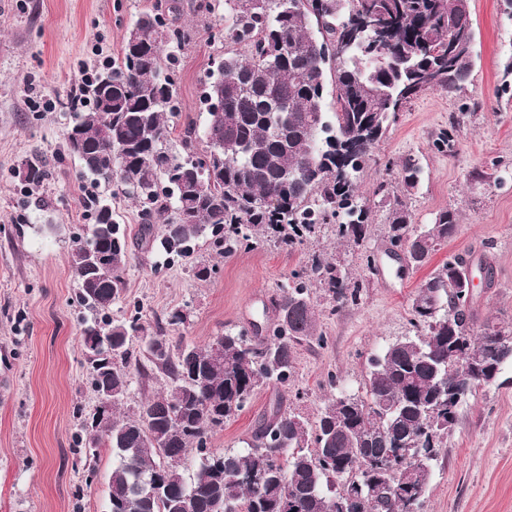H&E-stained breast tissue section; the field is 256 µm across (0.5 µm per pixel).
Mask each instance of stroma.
Wrapping results in <instances>:
<instances>
[{
    "label": "stroma",
    "mask_w": 512,
    "mask_h": 512,
    "mask_svg": "<svg viewBox=\"0 0 512 512\" xmlns=\"http://www.w3.org/2000/svg\"><path fill=\"white\" fill-rule=\"evenodd\" d=\"M206 0H176L177 25L192 38L177 52L174 70L180 112L175 134L187 125L204 128L201 103L206 75L224 53L217 36L223 10ZM155 0H0V512H107L112 453L78 452L80 416L96 395L82 366L81 341L90 314L77 302L71 234L87 224L84 190L91 181L67 154L64 132L82 67L101 68L117 57L129 27ZM475 34L469 82L448 94L429 91L401 108L377 143L361 177L364 194L399 176L401 159L415 157L419 183L406 203L418 224L432 223L445 208L458 210L457 232L421 268L397 276L399 260L388 254L385 204L373 203L372 229L362 246L377 272L364 273L357 304L334 309L320 289L325 345L296 350L290 385L259 388L250 404L211 439L220 450L243 447L275 398L315 421L332 392L357 393L370 357L415 335L409 305L420 285L449 256L484 262L491 288L476 293L478 319L512 322V180L492 184L470 179L475 170L512 169V7L506 0H469ZM103 56H96V47ZM461 116L453 154L433 146L451 117ZM39 154L50 171L29 187L18 170ZM344 256L333 225L319 238L288 251L258 242L224 257L202 243L191 257L168 261L158 245L133 247L125 301L109 316L124 319L138 302L148 333L176 310L186 323L167 327L170 339L199 345L224 330L251 329L272 311L281 285L317 252ZM208 267L206 279L194 270ZM335 385H328V378ZM501 385L480 388L458 414L434 462L424 512H512V363Z\"/></svg>",
    "instance_id": "obj_1"
}]
</instances>
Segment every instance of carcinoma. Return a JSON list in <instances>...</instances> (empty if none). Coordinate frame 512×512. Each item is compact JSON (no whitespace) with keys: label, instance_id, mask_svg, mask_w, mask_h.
I'll return each instance as SVG.
<instances>
[{"label":"carcinoma","instance_id":"1","mask_svg":"<svg viewBox=\"0 0 512 512\" xmlns=\"http://www.w3.org/2000/svg\"><path fill=\"white\" fill-rule=\"evenodd\" d=\"M459 0H224L231 50L209 73L203 132L187 126L171 143L178 112L175 50L189 32L169 23L173 4L154 5L130 31L121 56L93 74L89 106L72 105L65 147L96 187L139 206L140 242L169 258L190 255L206 237L221 255L262 237L284 248L320 232L334 218L336 236L355 248L370 234L371 211L357 194L358 178L403 101L426 92L453 93L468 80L472 58L453 52L474 41ZM369 15L395 41L384 53L354 46L332 60L321 53ZM333 73L336 111H325V79ZM206 149L196 151L198 139ZM221 159L204 160L214 148ZM402 177L374 190L391 204L390 245L409 241L410 263L426 264L460 223L455 210L431 224H413L403 198L418 184L419 167L401 161ZM49 171L36 156L21 180L38 185ZM106 197L84 200L92 223L73 237L71 267L77 300L101 316L83 329L87 375L98 399L112 400L103 419H83L85 447L112 450L110 512H409L427 494L431 464L453 429L457 395L468 397L499 377L512 355L498 341L512 323L477 324L473 301L457 288L468 259L453 255L413 295L416 334L389 345L369 363L360 394L333 396L309 425L272 402L246 447L210 448L211 437L243 411L264 384L287 386L302 341L325 343L311 288L336 308L356 303L362 284L348 265L313 254L292 274L264 336L226 331L207 345L172 346L164 329L149 337L148 364L129 347L145 333L140 307L122 321L107 319L124 300L130 242ZM162 343L158 355L153 344ZM165 385L122 413L132 375L147 367ZM197 469L185 480L191 450Z\"/></svg>","mask_w":512,"mask_h":512}]
</instances>
